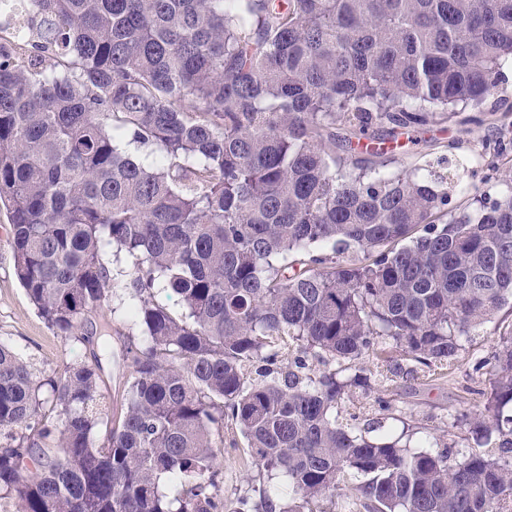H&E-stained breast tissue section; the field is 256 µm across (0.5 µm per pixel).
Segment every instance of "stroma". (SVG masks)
Wrapping results in <instances>:
<instances>
[{
	"label": "stroma",
	"instance_id": "35a3bbf8",
	"mask_svg": "<svg viewBox=\"0 0 512 512\" xmlns=\"http://www.w3.org/2000/svg\"><path fill=\"white\" fill-rule=\"evenodd\" d=\"M480 133H466L463 127L436 125L415 132L413 137H399V146L388 171L408 165H425L447 156L448 164L440 171L449 180L476 184L481 192L497 196L506 176L512 174V153L495 161H477L481 150ZM132 263L123 259L112 266L113 294L107 305L88 316L86 324L98 326L102 319L112 323V346L102 358H94V347L80 338L63 336L37 313L14 273L11 224L8 212L0 207V344L29 362L37 379L59 377L67 364L100 360V389L106 400L108 416H120L131 375V359L145 345L142 326L127 313L129 298L125 289ZM512 334V310H500L486 323L462 338V349L451 366L426 367L411 362L401 352L391 351L389 361L370 358L365 363L369 386L355 390L341 403L343 411L358 414L361 423L382 422L384 432L397 436L408 433L417 450H432L448 444L451 460L474 451L465 426H453L454 417L479 411L478 389L484 374L479 362L491 359L503 336ZM390 403L380 409L379 399ZM219 459L216 503L223 512H235L242 497L259 500L260 496L283 502L289 497L287 484L278 479L262 482L261 492H253L247 481L251 458L246 440L238 428L225 425Z\"/></svg>",
	"mask_w": 512,
	"mask_h": 512
}]
</instances>
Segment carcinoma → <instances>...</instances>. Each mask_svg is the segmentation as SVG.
I'll use <instances>...</instances> for the list:
<instances>
[{
	"label": "carcinoma",
	"mask_w": 512,
	"mask_h": 512,
	"mask_svg": "<svg viewBox=\"0 0 512 512\" xmlns=\"http://www.w3.org/2000/svg\"><path fill=\"white\" fill-rule=\"evenodd\" d=\"M29 3L36 40L0 46L15 275L77 336L125 254L146 345L101 443L99 363L39 381L0 345V492L17 512H216L226 420L256 477L293 492L263 512H324L349 475L371 512H512L511 335L468 422L489 453L450 465L446 444L416 451L336 414L383 345L448 366L512 305V181L487 200L419 166L385 171L383 147L358 152L482 127L512 66V0ZM287 344L298 356L277 374Z\"/></svg>",
	"instance_id": "obj_1"
}]
</instances>
